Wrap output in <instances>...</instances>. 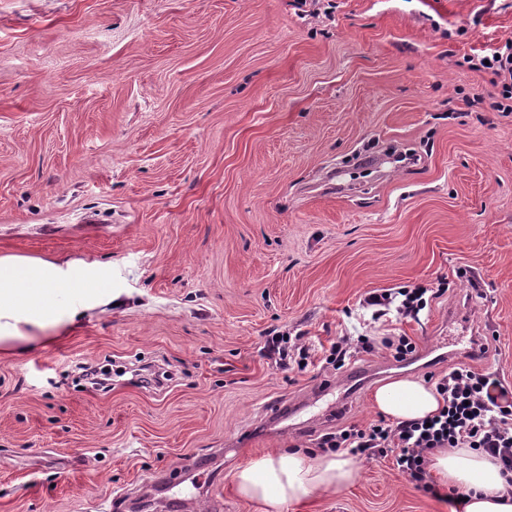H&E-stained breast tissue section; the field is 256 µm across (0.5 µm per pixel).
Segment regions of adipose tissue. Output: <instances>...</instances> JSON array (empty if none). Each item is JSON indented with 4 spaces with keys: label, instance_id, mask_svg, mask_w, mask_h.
<instances>
[{
    "label": "adipose tissue",
    "instance_id": "obj_1",
    "mask_svg": "<svg viewBox=\"0 0 512 512\" xmlns=\"http://www.w3.org/2000/svg\"><path fill=\"white\" fill-rule=\"evenodd\" d=\"M113 301L102 273H82L56 263L16 255L0 256V350L22 352L67 331L82 312ZM374 407L397 421L436 414L443 398L434 386L398 378L378 387ZM433 477L458 498L449 512H512L497 459L470 448L436 449L429 464ZM360 477L355 457L347 453L274 449L237 465L231 490L256 504L260 512H287L316 496L352 487Z\"/></svg>",
    "mask_w": 512,
    "mask_h": 512
}]
</instances>
